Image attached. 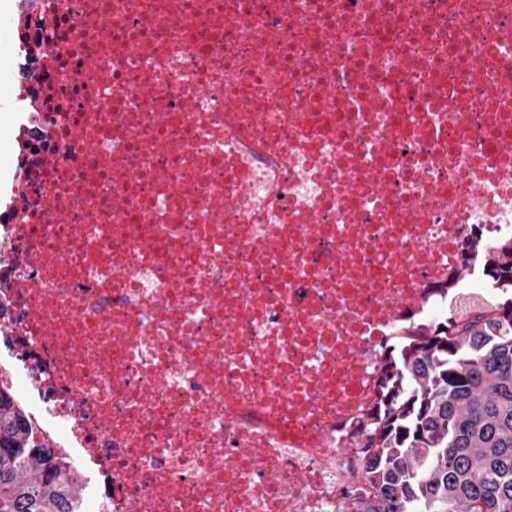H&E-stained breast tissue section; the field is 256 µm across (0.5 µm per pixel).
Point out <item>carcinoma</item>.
<instances>
[{"label": "carcinoma", "mask_w": 512, "mask_h": 512, "mask_svg": "<svg viewBox=\"0 0 512 512\" xmlns=\"http://www.w3.org/2000/svg\"><path fill=\"white\" fill-rule=\"evenodd\" d=\"M483 241L470 242L459 271ZM484 275L496 296L384 350L382 399L357 429L353 512H512V239ZM0 512H83L82 478L0 389Z\"/></svg>", "instance_id": "carcinoma-1"}]
</instances>
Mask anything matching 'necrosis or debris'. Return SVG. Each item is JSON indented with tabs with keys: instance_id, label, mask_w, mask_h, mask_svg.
I'll use <instances>...</instances> for the list:
<instances>
[{
	"instance_id": "necrosis-or-debris-1",
	"label": "necrosis or debris",
	"mask_w": 512,
	"mask_h": 512,
	"mask_svg": "<svg viewBox=\"0 0 512 512\" xmlns=\"http://www.w3.org/2000/svg\"><path fill=\"white\" fill-rule=\"evenodd\" d=\"M0 385L95 512H350L383 343L492 296L512 0H42Z\"/></svg>"
}]
</instances>
